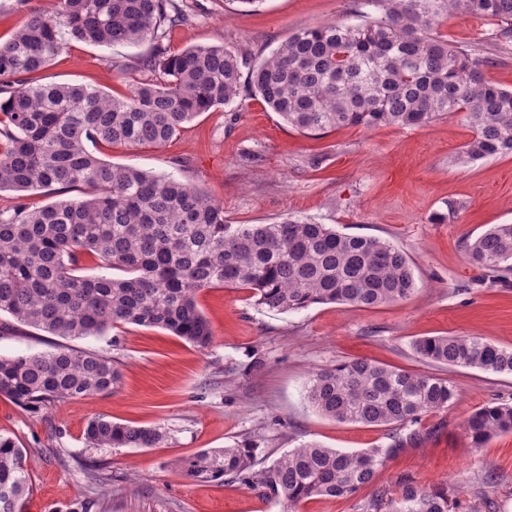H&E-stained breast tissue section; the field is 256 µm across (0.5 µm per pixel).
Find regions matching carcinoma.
<instances>
[{
	"instance_id": "cac0c4a2",
	"label": "carcinoma",
	"mask_w": 512,
	"mask_h": 512,
	"mask_svg": "<svg viewBox=\"0 0 512 512\" xmlns=\"http://www.w3.org/2000/svg\"><path fill=\"white\" fill-rule=\"evenodd\" d=\"M0 43V191L83 189V197L0 213V313L63 338L100 337L121 323L161 328L195 347L213 342L196 296L218 286L244 288L277 313L314 304L371 307L415 290L404 253L373 236L326 224L285 220L228 224L224 205L167 174L107 162L87 144L162 146L203 112L234 103L242 81L293 129L310 136L343 126L414 127L463 112L471 162L512 155V90L487 79L485 61L435 32L444 13L497 22L512 38V0H367L382 10L358 24L330 22L292 35L243 73L223 46L157 52L145 60L158 79L122 98L69 83L34 84L73 39L98 46L140 44L185 20L173 0H48ZM492 281L512 280V224H496L467 246ZM96 256L121 276L76 275ZM423 361L449 368L512 374V349L477 336H430L413 342ZM112 357L65 346L0 356V395L38 411L45 403L112 392ZM456 398L444 378L353 359L311 373L309 406L338 423L391 428V443L342 452L318 443L259 466V447L209 448L180 463L196 482L229 478L264 492L293 512L316 497L353 499L386 461L415 441L400 431L445 411ZM475 446L512 433V405L485 406L467 419ZM96 448H153L167 433L103 418L87 424ZM27 452L0 435V512H23ZM448 484L405 483L387 512H452Z\"/></svg>"
}]
</instances>
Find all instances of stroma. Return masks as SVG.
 Here are the masks:
<instances>
[{"mask_svg":"<svg viewBox=\"0 0 512 512\" xmlns=\"http://www.w3.org/2000/svg\"><path fill=\"white\" fill-rule=\"evenodd\" d=\"M186 16L160 43L176 53L223 45L260 62L298 31L328 21L355 24L366 0H175ZM437 31L462 50L492 58L488 79L512 89V42L483 18L440 16ZM154 44L96 46L71 41L36 80L93 85L115 97L154 81L143 63ZM121 69H114V62ZM472 132L462 115L426 125L341 127L312 139L288 127L261 98L236 102L188 122L163 146L100 145L120 166L169 173L224 205L231 224L298 219L387 240L407 256L416 288L405 300L374 306L317 304L288 313L256 305L249 290L210 288L197 303L212 332L200 349L159 328L121 324L100 338L62 339L16 326L0 331V355L64 345L112 355L120 381L112 393L55 401L37 412L0 395V434L29 455L26 512H285L282 502L235 482L185 478L179 461L207 448L255 440L277 458L302 443L355 451L390 442L386 428L339 424L308 406L312 371L366 358L439 374L456 387L448 410L424 417L421 441L405 444L357 499L314 498L299 512H354L356 500L398 497L400 483L458 489L457 512H512V434L475 447L466 421L492 403H512V375L436 368L412 348L423 336H479L512 348V287L492 284L466 245L495 224H512V155L459 161ZM325 155L322 169L313 154ZM445 214L444 223L433 221ZM261 372H250L253 359ZM166 430L154 448H95L93 418ZM103 466L110 494L83 467Z\"/></svg>","mask_w":512,"mask_h":512,"instance_id":"1","label":"stroma"}]
</instances>
